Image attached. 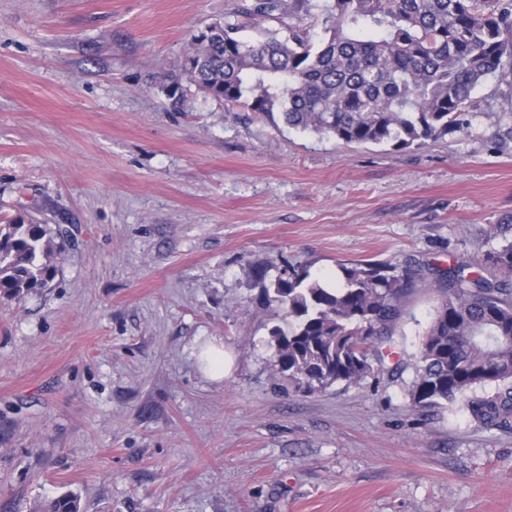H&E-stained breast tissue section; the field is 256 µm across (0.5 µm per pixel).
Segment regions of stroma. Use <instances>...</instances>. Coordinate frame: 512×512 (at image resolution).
<instances>
[{
  "label": "stroma",
  "mask_w": 512,
  "mask_h": 512,
  "mask_svg": "<svg viewBox=\"0 0 512 512\" xmlns=\"http://www.w3.org/2000/svg\"><path fill=\"white\" fill-rule=\"evenodd\" d=\"M240 0H0V224L66 227L46 287L0 300V512H512V431L419 410L440 303L394 327L402 372L311 395L272 376L253 267H447L512 236V89L406 150L348 146L206 96L194 34ZM180 84L183 97L166 95ZM234 358L205 376L199 344ZM30 512H80V500L74 493L57 497L46 504L33 503Z\"/></svg>",
  "instance_id": "1"
}]
</instances>
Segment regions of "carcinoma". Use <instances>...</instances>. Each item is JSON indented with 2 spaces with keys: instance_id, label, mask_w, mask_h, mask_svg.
Returning a JSON list of instances; mask_svg holds the SVG:
<instances>
[{
  "instance_id": "carcinoma-1",
  "label": "carcinoma",
  "mask_w": 512,
  "mask_h": 512,
  "mask_svg": "<svg viewBox=\"0 0 512 512\" xmlns=\"http://www.w3.org/2000/svg\"><path fill=\"white\" fill-rule=\"evenodd\" d=\"M288 18L265 38L246 28ZM320 32H315V29ZM186 70L199 90L258 115L277 112L291 128L346 145L396 150L468 131L473 94L494 80L512 87V0H243L233 17L193 37ZM62 231L19 221L0 225V297L44 288L65 252ZM326 288L307 269L272 277L253 269L261 305L288 329L270 332L273 376L312 393L359 384L384 366L405 294L427 280L441 302L413 364L416 408L468 399L480 426L512 429V240L441 268L361 260L338 265ZM30 512H80L74 493Z\"/></svg>"
}]
</instances>
